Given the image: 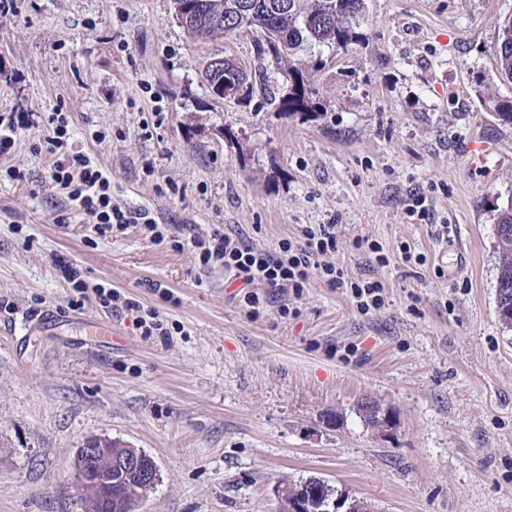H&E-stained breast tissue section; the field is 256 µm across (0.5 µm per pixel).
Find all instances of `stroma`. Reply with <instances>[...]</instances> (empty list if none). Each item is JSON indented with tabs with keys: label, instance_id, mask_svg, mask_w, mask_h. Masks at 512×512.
Returning a JSON list of instances; mask_svg holds the SVG:
<instances>
[{
	"label": "stroma",
	"instance_id": "1",
	"mask_svg": "<svg viewBox=\"0 0 512 512\" xmlns=\"http://www.w3.org/2000/svg\"><path fill=\"white\" fill-rule=\"evenodd\" d=\"M510 18L512 0H365L360 43L277 62L250 32L192 37L171 0H16L0 17V114L34 124L0 156V512H81L74 458L91 436L155 460L138 512H281L278 487L312 478L370 512H512L495 244L512 125L488 106L512 97L496 69ZM228 56L251 101L211 95L204 70ZM318 57L316 110L280 111L266 90L284 94L289 62ZM55 112L119 203L187 238L221 229L271 252L300 226L336 225L330 263L380 281L384 306L362 312L314 277L253 318L244 297L264 285L138 226L102 237L82 216L57 223L68 201L32 150ZM417 194L421 218L407 211ZM62 262L157 311L172 336L93 297L73 306ZM104 321L115 336H86ZM368 402L391 429L366 420Z\"/></svg>",
	"mask_w": 512,
	"mask_h": 512
}]
</instances>
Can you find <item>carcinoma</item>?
I'll list each match as a JSON object with an SVG mask.
<instances>
[{"label": "carcinoma", "instance_id": "1", "mask_svg": "<svg viewBox=\"0 0 512 512\" xmlns=\"http://www.w3.org/2000/svg\"><path fill=\"white\" fill-rule=\"evenodd\" d=\"M280 0H173L180 25L202 39H217L239 31L260 34L256 43L260 58L279 60L302 44L344 48L358 41L354 20L364 8V0H288L289 7L279 10ZM497 70L512 80V20L499 26ZM236 72L224 63L211 61L205 70V81L218 99L224 81L233 80ZM288 93L279 98V108L287 113L311 112L315 89L302 69L288 70ZM490 109L500 121L512 124V100L493 98ZM497 224L506 227L512 243V202L498 206ZM500 265L507 271L506 287L501 289L506 303L512 306V248L499 254ZM135 500L123 496L120 485L113 486L112 501H99L94 512H129Z\"/></svg>", "mask_w": 512, "mask_h": 512}]
</instances>
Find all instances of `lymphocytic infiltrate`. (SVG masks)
I'll return each mask as SVG.
<instances>
[{
  "mask_svg": "<svg viewBox=\"0 0 512 512\" xmlns=\"http://www.w3.org/2000/svg\"><path fill=\"white\" fill-rule=\"evenodd\" d=\"M56 125L49 144L61 155L51 168L52 184L65 191L73 213L92 218L99 236L141 225L149 239L157 244L169 243L178 251L192 247L200 265L224 266L226 271L247 283L258 282L277 289L281 294L299 293L311 277H319L329 287L349 290L362 311L380 308L383 286L377 281L348 277L343 269L328 263V255L336 252L338 238L332 224L303 226L298 236L280 240L275 251H264L248 245L240 238L214 231L207 239L183 241L176 229L159 224L148 213L115 203L112 182L83 149L68 147V123L56 116Z\"/></svg>",
  "mask_w": 512,
  "mask_h": 512,
  "instance_id": "1",
  "label": "lymphocytic infiltrate"
}]
</instances>
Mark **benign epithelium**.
Returning a JSON list of instances; mask_svg holds the SVG:
<instances>
[{"label": "benign epithelium", "instance_id": "obj_1", "mask_svg": "<svg viewBox=\"0 0 512 512\" xmlns=\"http://www.w3.org/2000/svg\"><path fill=\"white\" fill-rule=\"evenodd\" d=\"M144 453L131 449L123 454L112 452V440L105 437L92 436L87 438L76 452V482L75 487L80 502L85 504V510L92 508L93 502L107 488L114 484L123 483L128 495H137V481L146 486L157 482L158 473H149L143 469ZM297 496L293 502L308 512H334L344 509V512H368L364 502L346 500L340 496L333 497V490L325 482L316 485L306 481L295 488Z\"/></svg>", "mask_w": 512, "mask_h": 512}]
</instances>
